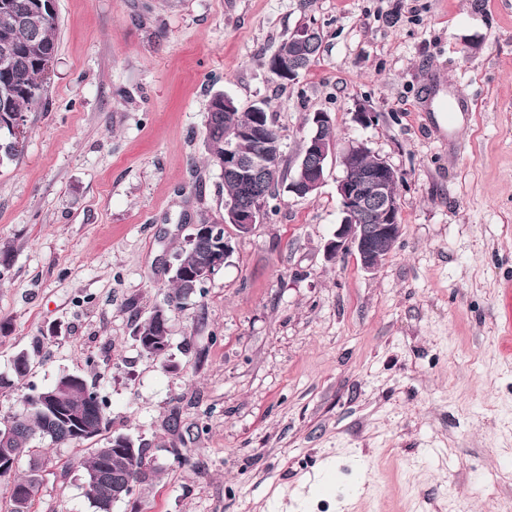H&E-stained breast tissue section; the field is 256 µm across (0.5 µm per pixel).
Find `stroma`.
<instances>
[{
	"label": "stroma",
	"mask_w": 512,
	"mask_h": 512,
	"mask_svg": "<svg viewBox=\"0 0 512 512\" xmlns=\"http://www.w3.org/2000/svg\"><path fill=\"white\" fill-rule=\"evenodd\" d=\"M57 54L0 167V418L78 373L111 432L147 443L152 482L112 512H512V0H55ZM320 55L291 84L268 62L298 26ZM469 95L453 134L421 93ZM267 102L293 172L312 113L400 174L383 267L328 260L339 220L277 189L203 292L168 311V365L135 331L171 290L194 224L222 221L205 162L215 94ZM378 113L369 126L353 114ZM177 427H170V415ZM35 512H94L81 451L34 437ZM499 331L503 341L510 345L512 340V283L506 281L503 284L498 302ZM32 356L27 351L19 352L13 362L12 377L0 375V390L11 389L16 383L22 381L30 371Z\"/></svg>",
	"instance_id": "35a3bbf8"
}]
</instances>
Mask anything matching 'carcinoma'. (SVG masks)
Masks as SVG:
<instances>
[{
  "mask_svg": "<svg viewBox=\"0 0 512 512\" xmlns=\"http://www.w3.org/2000/svg\"><path fill=\"white\" fill-rule=\"evenodd\" d=\"M10 5L9 14H4L3 5ZM33 0H0V48L9 50L13 65L5 69L0 65V93L8 96L11 111L23 112L42 98L48 77L42 65L39 49L57 48V19H52L38 29L25 25L23 18ZM207 111L218 113L214 123L206 126L205 149L207 162L217 167V160L224 155V145L230 131L251 122V113L239 111L238 107L224 109V97L216 94L208 104ZM230 115H224V112ZM32 356L27 351L19 352L13 362L12 376L0 375V390H7L22 381L30 371ZM37 394L23 395V409L19 413L0 421L11 424V432L0 434V448L10 449V457H0V483L6 494L7 512H32L35 496L41 484L40 468L33 465L23 476L16 475L20 460L34 455L30 440L36 433L50 439L56 445L80 444L84 432L90 438L103 437V444L92 449L91 455L81 461L83 468L82 488L84 496L95 512H112L119 502L112 497V488H104L90 480V474L102 470L115 474L124 482L143 483L149 449L114 448L112 436H102L110 428L108 407L83 376L70 385L68 400L73 412L80 414V424L70 420L55 422L37 403Z\"/></svg>",
  "mask_w": 512,
  "mask_h": 512,
  "instance_id": "obj_1",
  "label": "carcinoma"
}]
</instances>
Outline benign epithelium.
<instances>
[{
    "label": "benign epithelium",
    "mask_w": 512,
    "mask_h": 512,
    "mask_svg": "<svg viewBox=\"0 0 512 512\" xmlns=\"http://www.w3.org/2000/svg\"><path fill=\"white\" fill-rule=\"evenodd\" d=\"M53 14V0H46V4L30 8L28 19L32 24L40 25ZM320 35L321 31L314 26L297 28L288 39V46L271 57L270 72L282 82L295 81L304 69L305 49ZM253 109L251 124L236 130L225 145L224 156L218 160L219 169L236 178L245 191L244 199L224 205V224L233 225L239 237L249 235L256 225L263 223L267 191L260 180L266 177L275 179L281 160L280 144L265 137L268 127L266 113L259 105ZM330 124L329 113H313L310 131L303 140V150L297 156L296 177L288 182V192L304 197L318 190L324 183L328 164L336 162L342 170V175L336 180L341 219L333 237L325 245L326 256L333 260L353 253L365 272L375 274L392 253L401 234L397 194L400 176L380 156L373 165L363 166V156L371 152L363 141L352 142L342 150H336L335 142L319 137L320 129ZM244 137L257 140L260 151L243 154L239 141ZM191 240L203 243V259L193 268L179 263L173 265V278H179L186 284L190 296L203 288L234 252L232 238L224 233L223 224H196ZM170 344L171 337L164 335L145 341L141 350L160 359L166 357ZM68 384L69 379L63 378L53 389L40 394L41 404L50 415L71 416L64 395Z\"/></svg>",
    "instance_id": "obj_1"
}]
</instances>
